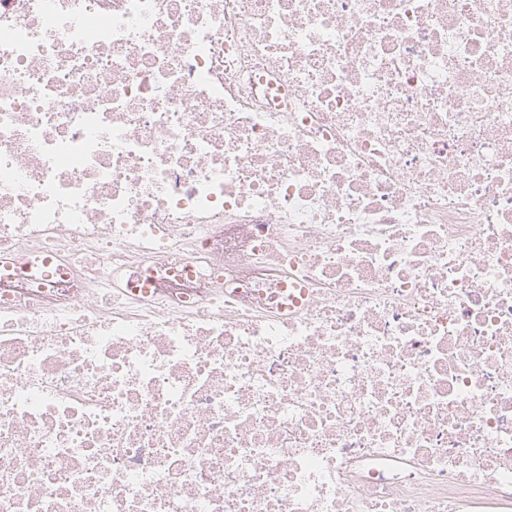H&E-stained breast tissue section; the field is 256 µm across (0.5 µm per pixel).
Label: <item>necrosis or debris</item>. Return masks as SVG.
<instances>
[{
  "instance_id": "obj_1",
  "label": "necrosis or debris",
  "mask_w": 512,
  "mask_h": 512,
  "mask_svg": "<svg viewBox=\"0 0 512 512\" xmlns=\"http://www.w3.org/2000/svg\"><path fill=\"white\" fill-rule=\"evenodd\" d=\"M0 253V512H512V0H0Z\"/></svg>"
}]
</instances>
